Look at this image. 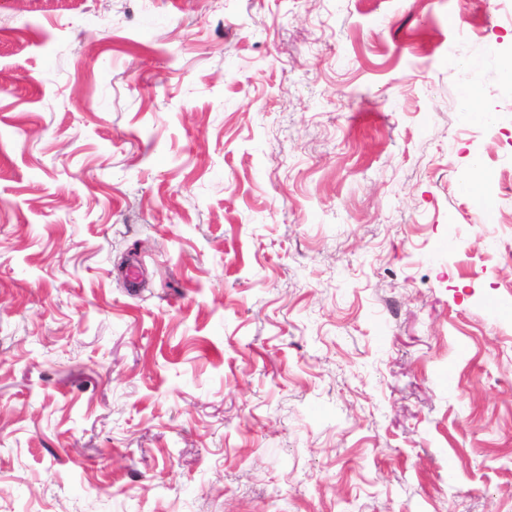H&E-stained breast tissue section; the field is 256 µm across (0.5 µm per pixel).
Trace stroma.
<instances>
[{
    "label": "stroma",
    "mask_w": 512,
    "mask_h": 512,
    "mask_svg": "<svg viewBox=\"0 0 512 512\" xmlns=\"http://www.w3.org/2000/svg\"><path fill=\"white\" fill-rule=\"evenodd\" d=\"M507 46L486 0H0V512H512ZM480 169V160L472 156L467 171L468 175H462L461 182L464 181L466 193L477 198L481 203L487 199V190L481 181L477 178Z\"/></svg>",
    "instance_id": "stroma-1"
}]
</instances>
